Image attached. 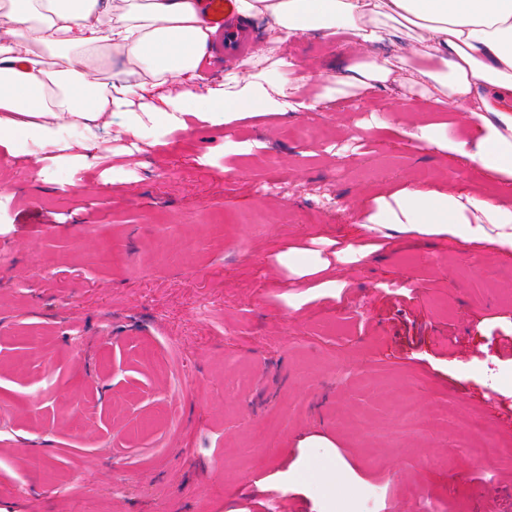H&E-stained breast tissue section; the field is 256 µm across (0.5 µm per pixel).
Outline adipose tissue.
<instances>
[{
    "mask_svg": "<svg viewBox=\"0 0 512 512\" xmlns=\"http://www.w3.org/2000/svg\"><path fill=\"white\" fill-rule=\"evenodd\" d=\"M238 12L270 20L269 35L243 68L209 89L212 115L286 111L294 82L278 52L292 35L345 31L375 44L399 30L424 66L398 73L390 60L368 58L348 65L340 84L432 89L480 124L476 138L458 143L459 154L512 178V0H238ZM211 34L200 0H0V147L30 143L41 162L66 149L64 129L90 133L116 115L125 118L123 135L186 128L184 104L196 96ZM406 205L413 231L512 251L510 207L418 190ZM466 206L493 223H450ZM431 214L438 223H426Z\"/></svg>",
    "mask_w": 512,
    "mask_h": 512,
    "instance_id": "adipose-tissue-1",
    "label": "adipose tissue"
}]
</instances>
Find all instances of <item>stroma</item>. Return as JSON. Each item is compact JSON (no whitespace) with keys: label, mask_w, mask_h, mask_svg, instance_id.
I'll return each mask as SVG.
<instances>
[{"label":"stroma","mask_w":512,"mask_h":512,"mask_svg":"<svg viewBox=\"0 0 512 512\" xmlns=\"http://www.w3.org/2000/svg\"><path fill=\"white\" fill-rule=\"evenodd\" d=\"M407 41L288 40L310 111L0 150V512H512V253L397 201L512 195L464 113L318 96Z\"/></svg>","instance_id":"obj_1"}]
</instances>
